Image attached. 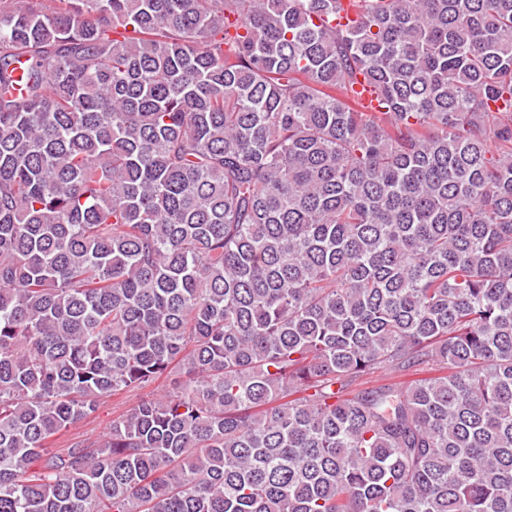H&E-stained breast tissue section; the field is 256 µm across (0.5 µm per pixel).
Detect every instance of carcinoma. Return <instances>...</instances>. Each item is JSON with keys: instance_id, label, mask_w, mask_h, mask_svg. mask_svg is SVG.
I'll use <instances>...</instances> for the list:
<instances>
[{"instance_id": "carcinoma-1", "label": "carcinoma", "mask_w": 512, "mask_h": 512, "mask_svg": "<svg viewBox=\"0 0 512 512\" xmlns=\"http://www.w3.org/2000/svg\"><path fill=\"white\" fill-rule=\"evenodd\" d=\"M12 2L0 512H512V0ZM154 387L155 390L165 388L163 384H155L141 391H128L104 398L94 420L82 422L71 431L58 436L52 448H66L65 446L73 433L83 434L92 440L102 437L108 431L112 417L135 406L140 398Z\"/></svg>"}]
</instances>
